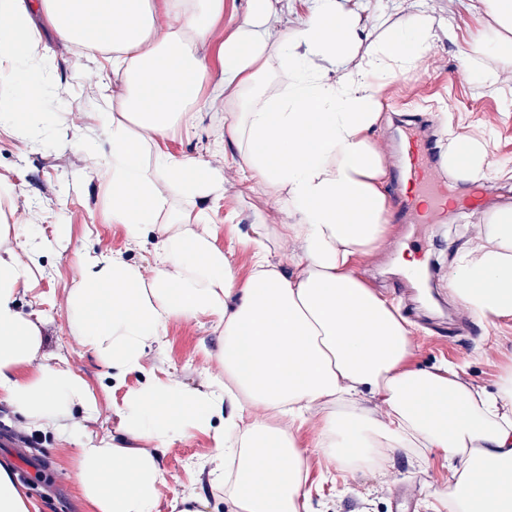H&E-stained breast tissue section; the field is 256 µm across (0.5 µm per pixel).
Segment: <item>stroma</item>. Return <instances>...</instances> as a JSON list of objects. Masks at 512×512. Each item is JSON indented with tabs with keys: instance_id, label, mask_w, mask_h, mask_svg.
<instances>
[{
	"instance_id": "stroma-1",
	"label": "stroma",
	"mask_w": 512,
	"mask_h": 512,
	"mask_svg": "<svg viewBox=\"0 0 512 512\" xmlns=\"http://www.w3.org/2000/svg\"><path fill=\"white\" fill-rule=\"evenodd\" d=\"M361 31L358 56L369 46L405 25L420 10L434 17L435 37L419 66L385 82L380 89L381 119L372 133L376 144L401 148L421 121L435 118L436 147L445 151L447 127L480 136L493 125L496 136L489 146L488 177L483 184L492 206L512 205V112L501 109L494 87L473 79L462 65L471 32L486 20L485 5L469 8L466 0H336ZM249 0H224V13L216 19L199 55L208 68L203 89L205 105L193 112L191 124L169 135L162 146L178 156L200 158L224 176L220 198L174 199L177 211L204 214L216 244L224 249L241 273H249L253 251L242 245L253 225L270 230L291 223L287 209L261 189H249L247 174L238 164L236 147L226 132L224 102L212 91L224 83L219 58L224 39L248 13ZM41 69L51 85L42 110L47 113L36 138L23 139L0 129V225H11L8 245L24 253L28 242L40 243L29 266L28 287L18 293V308L42 332L38 362L68 367L88 384L95 400L91 411L74 408L72 420L41 429L26 423L15 408L0 399V424L24 440L21 448L0 446V461L11 469L27 467L32 477L22 486L39 512H95L76 484L78 450L83 443L107 441L131 448L134 440L120 429L118 409L129 389L139 387L146 375L177 377L189 389L207 391L217 373L220 331L207 318L169 320L146 349L144 368L113 380L108 369L85 346L81 323L67 306L77 283L83 256L109 249L130 263L148 266L153 260L155 237L130 239L124 227L109 223L105 203L86 154L74 145L84 133L101 148H108V128L84 121L98 111L105 84L114 83L108 53L84 52L60 41L45 20H38ZM453 103L452 115L441 107ZM483 211L451 212L439 224H391L383 244L355 263L357 274L375 292L398 307L413 338L411 366L431 370L457 369L462 382L474 390L492 392L503 371L512 366V321L495 323L473 315L454 297L448 270L459 251L478 245ZM69 227L66 237L57 225ZM422 260L416 295L397 293L401 276L399 254ZM320 411H311L301 433L307 447L308 512H452L448 501H433L434 489H447L456 459L429 453L399 451L384 466L341 470L327 465L311 449L312 427ZM154 453L166 475L158 487L154 512H194L196 498L208 503L206 512H227L226 489L211 482V440L207 433L168 441Z\"/></svg>"
}]
</instances>
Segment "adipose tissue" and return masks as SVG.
<instances>
[{
  "instance_id": "adipose-tissue-1",
  "label": "adipose tissue",
  "mask_w": 512,
  "mask_h": 512,
  "mask_svg": "<svg viewBox=\"0 0 512 512\" xmlns=\"http://www.w3.org/2000/svg\"><path fill=\"white\" fill-rule=\"evenodd\" d=\"M224 11V0H0V81L11 88L0 126L27 132L41 103L36 17L64 41L112 50L124 110L89 113L112 128L108 151L84 135V151L108 205L111 223L135 238L154 236L152 268L102 251L84 257L67 302L81 316L83 341L116 376L143 368L147 346L172 318H209L224 338L223 379L200 393L172 378L130 390L120 410L136 450L88 445L79 450L80 495L97 512H154L165 474L155 445L206 431L214 449V483L224 460L237 462L229 512H303L307 477L296 433L310 410L323 416L312 446L331 465L382 467L389 453L417 448L458 459L448 499L455 512H512V367L493 393L464 385L451 368L407 366L412 341L398 308L355 272L357 258L385 241L390 207L387 170L371 132L380 120L378 87L415 69L432 37L422 12L357 61V25L336 0H316L291 33H278L270 0H251L248 17L225 39L224 88L236 108L228 129L239 165L295 216L281 240L304 254L290 273L266 259L270 232L258 225L248 243L254 267L241 277L218 247L204 216L169 212L173 198L217 193L222 176L160 145L188 125L201 101L207 68L198 46ZM491 20L472 37L469 55H492L503 71L473 77L512 105V0H489ZM332 58L330 79L309 71L296 46ZM287 67V83L268 91L257 81L270 55ZM491 132L454 134L443 162L471 183L488 173ZM0 226V398L30 424L47 429L74 407L92 409L85 380L71 369L36 365L41 331L17 307L29 267L6 248ZM456 296L484 319H512V206L485 215L483 244L461 252L448 274ZM383 409L367 420L350 408L362 394ZM237 412L213 425L225 398ZM342 411H331L334 403Z\"/></svg>"
}]
</instances>
